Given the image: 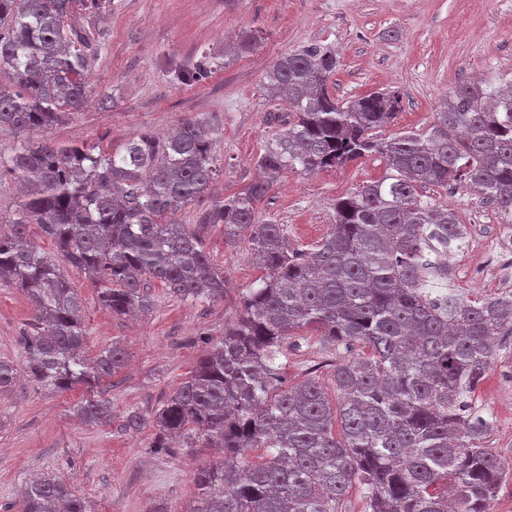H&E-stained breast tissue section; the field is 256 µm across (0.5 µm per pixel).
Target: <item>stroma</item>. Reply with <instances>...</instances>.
I'll use <instances>...</instances> for the list:
<instances>
[{
	"mask_svg": "<svg viewBox=\"0 0 512 512\" xmlns=\"http://www.w3.org/2000/svg\"><path fill=\"white\" fill-rule=\"evenodd\" d=\"M101 25L106 44L89 70L87 107L33 139L109 151L186 119L218 125L220 173L208 195L175 219L200 233L229 286L218 301L182 299L148 278L150 311L117 317L83 270L62 265L82 300L87 357L118 342L127 363L113 376L48 391L23 370V337L34 310L20 288L0 284V358L20 369L14 383L0 389V512H18L21 491L37 473L63 479L87 512H192L196 474L220 456L199 443L154 449V414L223 336L260 275L246 239H226L223 226L202 227L198 218L214 201L255 181L258 155L287 120V103L264 89L278 58L309 44L329 47L338 60L329 91L342 102L398 90L401 109L391 124L374 130L379 139L427 129L441 98L459 84L512 75V0H112ZM246 32L256 38L252 51L197 80L175 77V70H192L202 53L223 56L225 46ZM385 173L378 154L314 174L288 172L256 209L261 219L287 225L291 245L306 246L329 232L338 198ZM423 193L447 203L466 225L458 261L477 265L505 224L496 203L463 185H428ZM334 361L316 342H304L289 349L283 376L293 385L317 368L330 392ZM497 361L472 407L492 418L484 445L508 463L512 336L502 338ZM88 398L107 403L106 420L79 418L76 406ZM133 413L141 417L134 429L127 425Z\"/></svg>",
	"mask_w": 512,
	"mask_h": 512,
	"instance_id": "35a3bbf8",
	"label": "stroma"
}]
</instances>
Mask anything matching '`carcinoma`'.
Masks as SVG:
<instances>
[{"label": "carcinoma", "instance_id": "1", "mask_svg": "<svg viewBox=\"0 0 512 512\" xmlns=\"http://www.w3.org/2000/svg\"><path fill=\"white\" fill-rule=\"evenodd\" d=\"M108 0H0V130L24 134L61 125L83 109L87 72L103 32L74 14L97 15ZM336 53L310 44L266 73L273 97L288 96L282 129L257 166L265 177L216 203L201 220L247 231L262 276L243 296L224 337L155 414L159 436L218 448L201 470L195 512H342L350 489L364 512H488L508 472L483 447L491 421L469 411L501 336L512 335V292L471 299L448 287V251L463 226L426 184H464L512 217V78L457 86L430 127L388 140L371 131L400 109L396 90L340 102L328 92ZM218 128L185 120L117 151L23 145L0 170L34 187L20 217L0 230V282L21 288L36 312L24 339L29 376L66 389L112 375L125 363L114 343L85 358L81 300L60 263L79 268L116 316L149 310L142 277L180 298H224V272L200 237L173 216L204 196L216 175ZM380 154L389 174L336 200L335 224L307 249L290 246L288 226L258 219L256 202L285 171L311 174ZM37 224L57 245L34 247ZM319 337L343 348L334 367L337 402L315 372L290 386L282 377L288 340ZM78 415L107 417L87 399ZM260 449L258 459L249 452ZM22 512H86L52 475L29 479Z\"/></svg>", "mask_w": 512, "mask_h": 512}]
</instances>
